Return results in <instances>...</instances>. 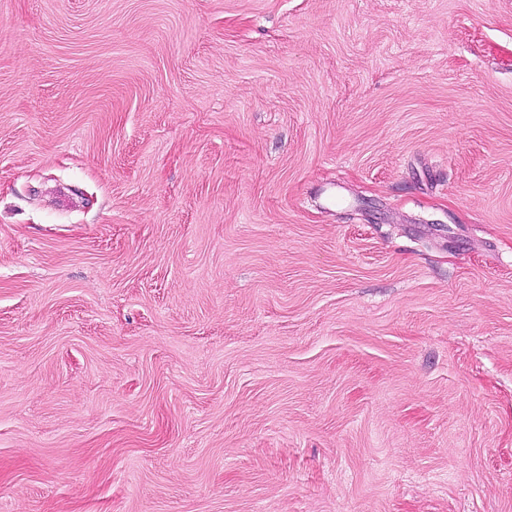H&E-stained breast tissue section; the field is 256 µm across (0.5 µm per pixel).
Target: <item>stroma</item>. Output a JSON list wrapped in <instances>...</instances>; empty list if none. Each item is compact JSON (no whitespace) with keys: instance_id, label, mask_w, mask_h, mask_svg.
Instances as JSON below:
<instances>
[{"instance_id":"35a3bbf8","label":"stroma","mask_w":512,"mask_h":512,"mask_svg":"<svg viewBox=\"0 0 512 512\" xmlns=\"http://www.w3.org/2000/svg\"><path fill=\"white\" fill-rule=\"evenodd\" d=\"M0 512H512V0H0Z\"/></svg>"}]
</instances>
